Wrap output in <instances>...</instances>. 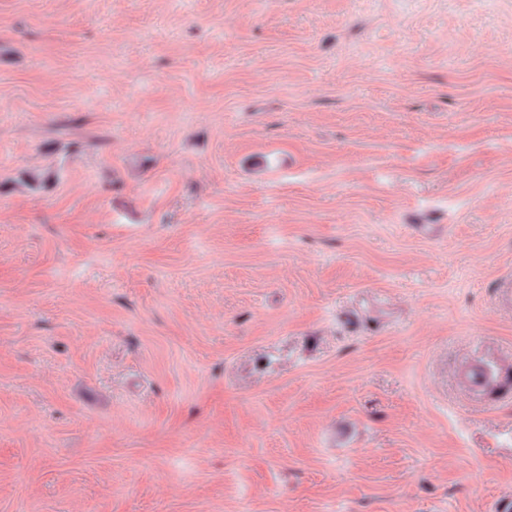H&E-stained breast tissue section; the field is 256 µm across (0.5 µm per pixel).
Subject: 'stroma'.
I'll use <instances>...</instances> for the list:
<instances>
[{
	"mask_svg": "<svg viewBox=\"0 0 512 512\" xmlns=\"http://www.w3.org/2000/svg\"><path fill=\"white\" fill-rule=\"evenodd\" d=\"M507 278L512 0H0V512H494ZM465 385L475 391H484L497 384L494 370L483 360L474 359L465 367L462 374Z\"/></svg>",
	"mask_w": 512,
	"mask_h": 512,
	"instance_id": "35a3bbf8",
	"label": "stroma"
}]
</instances>
